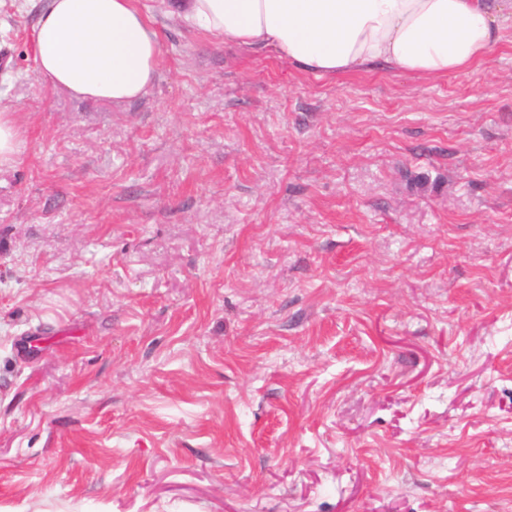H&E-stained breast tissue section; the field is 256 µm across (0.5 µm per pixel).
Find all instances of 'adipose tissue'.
<instances>
[{"instance_id": "adipose-tissue-1", "label": "adipose tissue", "mask_w": 512, "mask_h": 512, "mask_svg": "<svg viewBox=\"0 0 512 512\" xmlns=\"http://www.w3.org/2000/svg\"><path fill=\"white\" fill-rule=\"evenodd\" d=\"M172 15L220 39L271 50L316 77L384 65L422 78L471 71L512 22V0H170ZM35 72L76 99L121 104L158 76L162 33L136 0H43ZM26 149L0 107V170Z\"/></svg>"}]
</instances>
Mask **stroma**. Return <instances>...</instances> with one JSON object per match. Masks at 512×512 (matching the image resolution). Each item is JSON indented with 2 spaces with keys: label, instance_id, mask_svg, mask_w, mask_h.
Masks as SVG:
<instances>
[{
  "label": "stroma",
  "instance_id": "35a3bbf8",
  "mask_svg": "<svg viewBox=\"0 0 512 512\" xmlns=\"http://www.w3.org/2000/svg\"><path fill=\"white\" fill-rule=\"evenodd\" d=\"M138 4L115 106L0 0V512H512V25L318 78ZM25 149L23 129L15 112L0 107V170L19 166Z\"/></svg>",
  "mask_w": 512,
  "mask_h": 512
}]
</instances>
